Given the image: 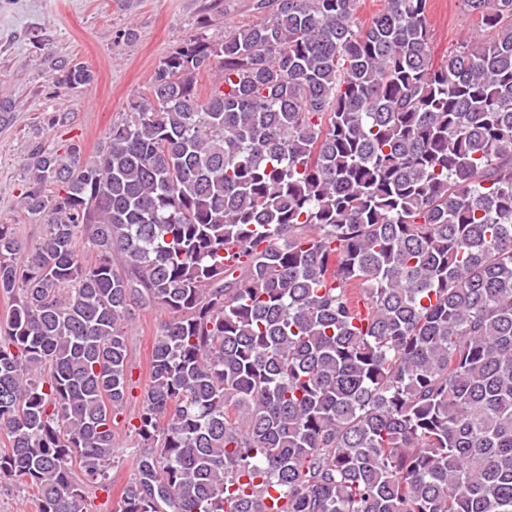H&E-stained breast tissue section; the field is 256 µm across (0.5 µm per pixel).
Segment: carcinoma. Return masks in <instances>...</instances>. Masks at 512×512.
Listing matches in <instances>:
<instances>
[{"instance_id":"cac0c4a2","label":"carcinoma","mask_w":512,"mask_h":512,"mask_svg":"<svg viewBox=\"0 0 512 512\" xmlns=\"http://www.w3.org/2000/svg\"><path fill=\"white\" fill-rule=\"evenodd\" d=\"M462 2L485 39L437 63L427 0H258L95 156L36 149L45 238L0 224L1 484L89 512L157 306L113 512H512V0ZM127 332L128 372L131 376L130 395L124 406L122 415H118L117 448H115V463L110 471V496L106 491L97 489L88 483V495L94 498L98 506L96 512H112L99 505L105 500L115 503L119 500L121 488L133 477V461L142 450L141 444L134 434H130L125 422L134 419L141 407V394L149 381V356L153 342L158 334L160 323L167 320L168 312L161 307L133 308Z\"/></svg>"}]
</instances>
